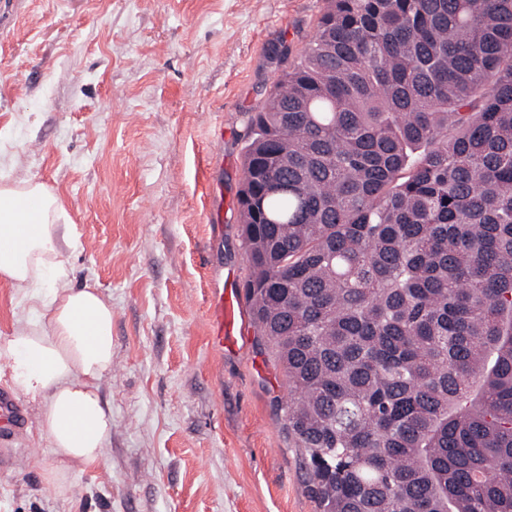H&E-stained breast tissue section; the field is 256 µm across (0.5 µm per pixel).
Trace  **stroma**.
I'll return each instance as SVG.
<instances>
[{
	"instance_id": "stroma-1",
	"label": "stroma",
	"mask_w": 512,
	"mask_h": 512,
	"mask_svg": "<svg viewBox=\"0 0 512 512\" xmlns=\"http://www.w3.org/2000/svg\"><path fill=\"white\" fill-rule=\"evenodd\" d=\"M326 0H0V186L42 183L77 286L112 301L104 462L46 488L37 403L0 446V512H318L288 438V380L248 314L209 340L215 288L247 277L237 198L247 112Z\"/></svg>"
}]
</instances>
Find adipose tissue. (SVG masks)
I'll list each match as a JSON object with an SVG mask.
<instances>
[{
  "label": "adipose tissue",
  "mask_w": 512,
  "mask_h": 512,
  "mask_svg": "<svg viewBox=\"0 0 512 512\" xmlns=\"http://www.w3.org/2000/svg\"><path fill=\"white\" fill-rule=\"evenodd\" d=\"M62 208L43 184L0 186V283L24 305L11 335L0 338V380L30 401L40 436L54 457L45 479L101 463L112 437V407L101 394L112 372V303L75 287L60 259L72 246Z\"/></svg>",
  "instance_id": "adipose-tissue-1"
}]
</instances>
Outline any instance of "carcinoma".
<instances>
[{
	"label": "carcinoma",
	"mask_w": 512,
	"mask_h": 512,
	"mask_svg": "<svg viewBox=\"0 0 512 512\" xmlns=\"http://www.w3.org/2000/svg\"><path fill=\"white\" fill-rule=\"evenodd\" d=\"M281 62L243 288L318 512H512V0H327Z\"/></svg>",
	"instance_id": "cac0c4a2"
}]
</instances>
